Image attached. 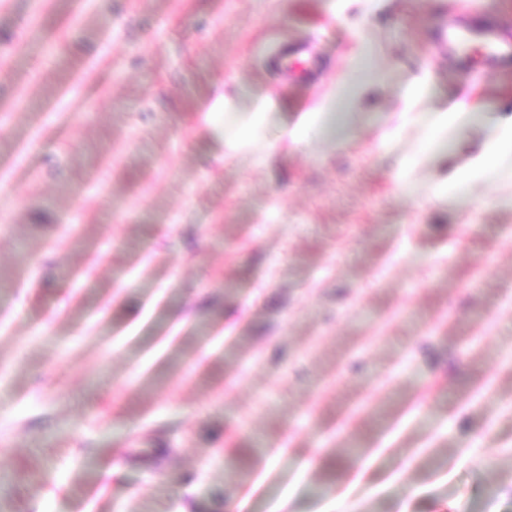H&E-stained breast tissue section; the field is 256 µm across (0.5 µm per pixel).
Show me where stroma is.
<instances>
[{"instance_id": "obj_1", "label": "stroma", "mask_w": 512, "mask_h": 512, "mask_svg": "<svg viewBox=\"0 0 512 512\" xmlns=\"http://www.w3.org/2000/svg\"><path fill=\"white\" fill-rule=\"evenodd\" d=\"M478 20L512 40V0H390L384 87L294 146L336 0H0V512H329L356 475L360 512H512V206L433 198L466 147L428 115L378 137L425 69L470 137L512 111V61L437 37ZM433 112H438L433 121V126L438 132L444 133L447 137L448 127H452L456 129L459 138L462 139L467 128L465 118L470 112H477V108L467 96H463L456 99L449 107Z\"/></svg>"}]
</instances>
